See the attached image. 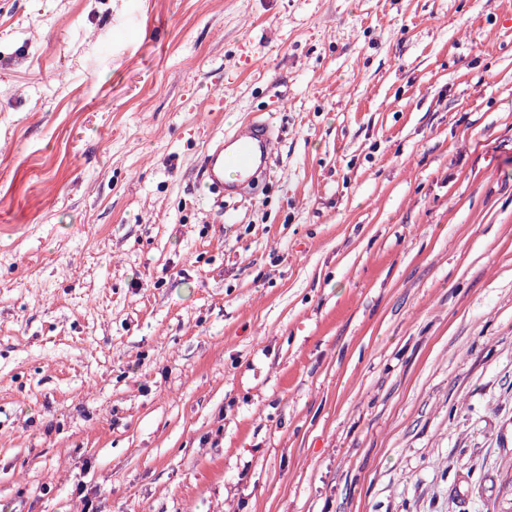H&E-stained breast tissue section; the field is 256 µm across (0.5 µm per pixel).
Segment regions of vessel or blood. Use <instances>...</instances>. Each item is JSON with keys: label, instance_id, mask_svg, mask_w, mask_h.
Masks as SVG:
<instances>
[{"label": "vessel or blood", "instance_id": "vessel-or-blood-1", "mask_svg": "<svg viewBox=\"0 0 512 512\" xmlns=\"http://www.w3.org/2000/svg\"><path fill=\"white\" fill-rule=\"evenodd\" d=\"M271 123L253 117L210 143L200 170L209 193L235 198L266 177L274 159Z\"/></svg>", "mask_w": 512, "mask_h": 512}]
</instances>
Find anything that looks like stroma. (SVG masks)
<instances>
[{"instance_id": "1", "label": "stroma", "mask_w": 512, "mask_h": 512, "mask_svg": "<svg viewBox=\"0 0 512 512\" xmlns=\"http://www.w3.org/2000/svg\"><path fill=\"white\" fill-rule=\"evenodd\" d=\"M255 115L272 169L218 205ZM511 479L512 0H0V512ZM275 132L267 119L253 117L210 143L200 170L210 194L246 196L250 186L266 177L274 159Z\"/></svg>"}]
</instances>
